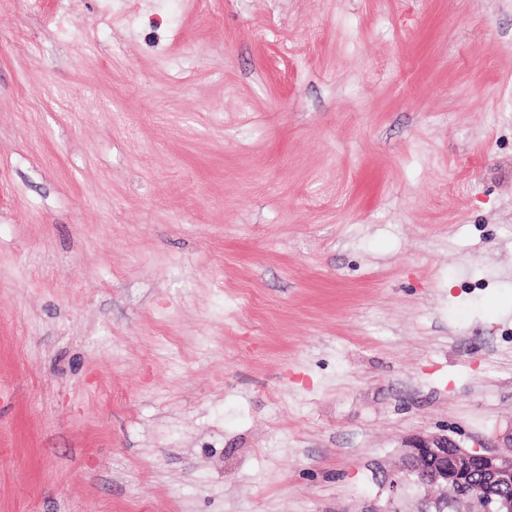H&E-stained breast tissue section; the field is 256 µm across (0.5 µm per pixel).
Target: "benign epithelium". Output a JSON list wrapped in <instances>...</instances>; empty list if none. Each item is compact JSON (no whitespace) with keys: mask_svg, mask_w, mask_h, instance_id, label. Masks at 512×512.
Masks as SVG:
<instances>
[{"mask_svg":"<svg viewBox=\"0 0 512 512\" xmlns=\"http://www.w3.org/2000/svg\"><path fill=\"white\" fill-rule=\"evenodd\" d=\"M405 458L408 462L438 461L430 468L405 467L389 482L393 494L408 485L435 490V496L428 499V508L422 512H446L448 507L463 502L473 512H512V498L496 492L497 487L512 482V452L470 450L446 434L433 433L413 438L407 444ZM475 460L482 463L483 477L490 488L479 501L469 496V468Z\"/></svg>","mask_w":512,"mask_h":512,"instance_id":"1","label":"benign epithelium"}]
</instances>
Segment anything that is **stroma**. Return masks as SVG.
Returning <instances> with one entry per match:
<instances>
[{
    "instance_id": "35a3bbf8",
    "label": "stroma",
    "mask_w": 512,
    "mask_h": 512,
    "mask_svg": "<svg viewBox=\"0 0 512 512\" xmlns=\"http://www.w3.org/2000/svg\"><path fill=\"white\" fill-rule=\"evenodd\" d=\"M512 424V0H7L0 512H365Z\"/></svg>"
}]
</instances>
